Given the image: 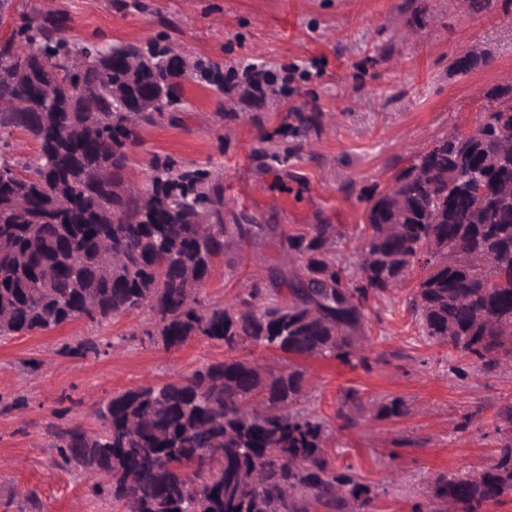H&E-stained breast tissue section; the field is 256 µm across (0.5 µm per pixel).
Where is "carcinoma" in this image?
<instances>
[{
    "instance_id": "1",
    "label": "carcinoma",
    "mask_w": 512,
    "mask_h": 512,
    "mask_svg": "<svg viewBox=\"0 0 512 512\" xmlns=\"http://www.w3.org/2000/svg\"><path fill=\"white\" fill-rule=\"evenodd\" d=\"M38 56L23 76L0 69V97L26 105L0 112V337L49 333L74 321L103 327L140 312L151 346L176 351L203 336L224 359L189 375L116 391L95 412L99 427L51 424L52 466L85 476L89 491L136 512H370L372 489L336 472L324 417L301 362L367 360L374 302L400 297L426 340L475 368L512 358V95L480 113L481 136L444 135L391 188L366 197L357 279L340 260L345 234L305 224L280 237L293 275L269 287L254 263L251 288L211 303L202 288L217 264L270 229L224 200L219 174L155 166L130 188L139 131L183 102L184 80L168 65L171 48L76 38L67 18L39 12L12 36ZM84 64L63 62L85 52ZM494 58L463 53L468 74ZM292 135L322 127L320 112L290 114ZM33 142L19 160L12 137ZM263 157L285 166L296 148L269 144ZM249 344L282 353L274 368L235 355ZM64 348L97 354L87 336ZM376 420L409 414L399 396L369 401ZM512 431V398L490 419ZM200 480L191 491L183 477ZM512 502V442L463 474L441 476L432 512H487Z\"/></svg>"
}]
</instances>
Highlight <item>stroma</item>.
<instances>
[{
  "label": "stroma",
  "mask_w": 512,
  "mask_h": 512,
  "mask_svg": "<svg viewBox=\"0 0 512 512\" xmlns=\"http://www.w3.org/2000/svg\"><path fill=\"white\" fill-rule=\"evenodd\" d=\"M34 14L59 10L74 33L100 46L159 40L211 64L234 83L222 94L208 78L185 82L182 106L162 124L144 128L132 153V173L146 181L156 160L218 169L227 201L255 223L288 230L334 224L349 244L360 240L365 199L392 173L449 130L494 108L490 91L512 82V5L497 0L486 13L466 0H13ZM475 45L493 66L460 75L449 63ZM267 71L251 85L248 66ZM318 108L324 116L310 148L287 166L260 158V138H285L288 113ZM265 273L283 271L279 244L260 237L244 257L230 255L203 289L224 302L248 286L250 257ZM146 314L116 319L104 329L74 322L59 331L0 340V512H115L92 497L82 477L52 469L56 454L45 435L55 411L96 428L95 406L109 394L145 381L189 374L223 359V347L196 340L167 352L141 344ZM365 363L313 360L315 406L332 435L327 453L337 471L367 484L373 512H420L435 479L482 465L508 432L489 422L499 398L512 395V371L461 365L445 347L424 342L397 300L380 301L368 320ZM98 336L99 355H63L77 336ZM356 427L336 411L349 391ZM401 396L408 416L373 419L368 401ZM405 475L391 484L392 473Z\"/></svg>",
  "instance_id": "stroma-1"
}]
</instances>
